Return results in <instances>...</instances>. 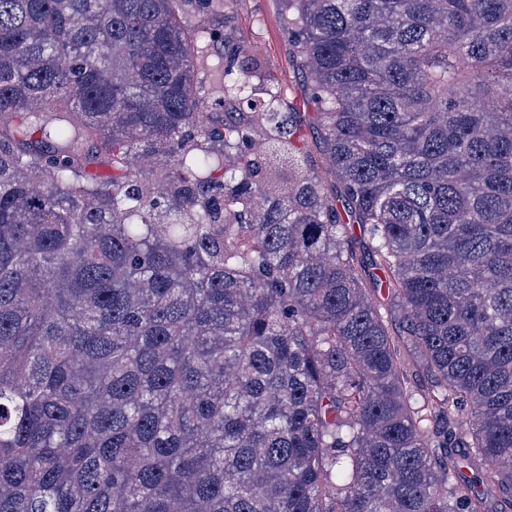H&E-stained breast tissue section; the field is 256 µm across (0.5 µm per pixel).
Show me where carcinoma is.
<instances>
[{
    "mask_svg": "<svg viewBox=\"0 0 512 512\" xmlns=\"http://www.w3.org/2000/svg\"><path fill=\"white\" fill-rule=\"evenodd\" d=\"M285 2L0 0V512H512V0ZM285 6L283 0H229L224 12L233 17V22L224 34L244 44L248 54L291 100L299 97V90L288 65V39L282 23Z\"/></svg>",
    "mask_w": 512,
    "mask_h": 512,
    "instance_id": "carcinoma-1",
    "label": "carcinoma"
}]
</instances>
